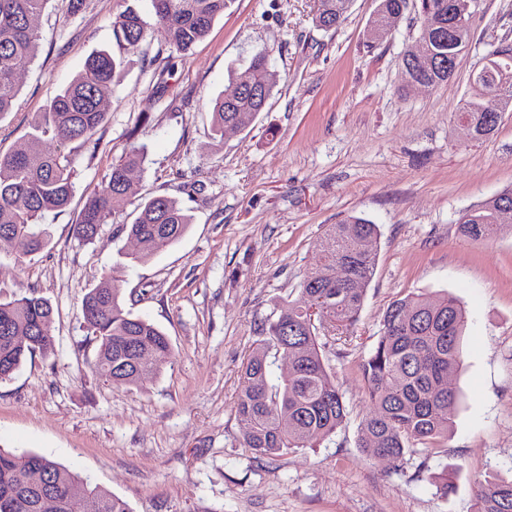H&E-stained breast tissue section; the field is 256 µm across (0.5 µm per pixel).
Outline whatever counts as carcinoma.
Masks as SVG:
<instances>
[{
	"label": "carcinoma",
	"mask_w": 512,
	"mask_h": 512,
	"mask_svg": "<svg viewBox=\"0 0 512 512\" xmlns=\"http://www.w3.org/2000/svg\"><path fill=\"white\" fill-rule=\"evenodd\" d=\"M233 0H152L155 25L166 33L169 47L187 54L209 33ZM410 0H376L368 21L366 47L387 39L409 9ZM48 0H0V116L14 105L18 72L35 57L37 35L30 18ZM350 0H317L316 26L335 30L344 21ZM470 0H419L420 25L412 44L402 52L400 79L405 85L433 86L454 75L451 57L470 39ZM147 22L132 8L112 21L117 51L100 50L84 69L52 99L32 123L34 134L48 148L30 153L17 148L0 153V248L20 257L43 250L48 235L39 224L50 211H63L74 191L73 170L62 147L78 141L96 148L106 117L104 90L114 82L122 55L141 50ZM488 62L471 79L470 92L456 118L475 124V139L492 135L500 121L484 124L479 106L494 92L512 112V41L499 43ZM250 85L233 101H211L213 128L222 136L229 128L247 129L264 111L279 75L260 52L246 67ZM146 161L145 146H132L112 164L107 185L92 191L78 214L72 233L82 243L94 241L115 206L135 194L128 172ZM512 206V188L463 210L457 219L461 237L482 243L512 234L511 224L499 221L501 206ZM192 218L174 199L155 196L140 204L134 222L125 225L139 250L129 255L143 262L178 242ZM378 225L358 216L332 224L320 238L322 265L307 273L301 292L308 305L277 306L257 325L261 340L252 349L241 374L235 413L243 424L242 445L266 456L308 448L336 433L345 419V406L335 379L327 370L321 338L347 335L356 325L367 287L376 267ZM317 312H311V307ZM54 314L37 290L0 296V381H6L35 356L54 353L53 337L42 327ZM82 318L95 345L94 368L107 382L135 386L159 373L170 358L168 336L156 325L127 309L117 279L91 289L82 303ZM467 323L465 310L448 294L430 297L409 294L386 309L379 339L362 364L361 374L375 404L360 423V447L371 455L401 462L417 451L448 438L450 410L457 395L448 377L461 363L460 340ZM288 355L293 370L277 386L268 381L270 354ZM40 473L41 485L31 482ZM55 500L54 512H68L69 499L84 497L89 512H132L128 503L55 462L33 452L0 449V512H41L45 495ZM469 512H512V478L487 475L476 482Z\"/></svg>",
	"instance_id": "obj_1"
}]
</instances>
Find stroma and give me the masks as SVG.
<instances>
[{
    "instance_id": "obj_1",
    "label": "stroma",
    "mask_w": 512,
    "mask_h": 512,
    "mask_svg": "<svg viewBox=\"0 0 512 512\" xmlns=\"http://www.w3.org/2000/svg\"><path fill=\"white\" fill-rule=\"evenodd\" d=\"M315 0H233L189 56L170 54L149 26L105 92L98 147H64L74 197L46 214L50 243L24 258L0 250V287L38 289L54 309L55 351L0 381V448L47 455L112 494L132 512H467L475 478L512 476V235L486 244L460 237L466 208L512 186V112L476 142L454 119L472 72L512 40V0H478L472 36L453 78L403 85L399 59L419 25L408 10L391 37L364 44L374 0H352L343 24L313 23ZM118 0H85L70 13L49 0L32 17L37 56L0 117V152H39L34 116L96 50L112 49ZM258 52L280 81L251 126L213 138L210 99L230 88ZM147 148L133 170L137 193L90 243L72 225L86 196L104 186L130 146ZM176 199L189 231L142 263L123 225L144 199ZM379 227L377 265L350 338L323 350L346 408L336 433L268 458L242 448L234 400L256 328L276 305L304 304L303 275L319 265L316 243L348 215ZM117 278L132 312L159 326L172 356L139 386L115 387L93 369L81 305ZM411 293H447L464 307L462 367L448 379L460 400L445 451L403 462L358 446L374 410L360 364L388 305ZM454 469V489L435 478Z\"/></svg>"
}]
</instances>
